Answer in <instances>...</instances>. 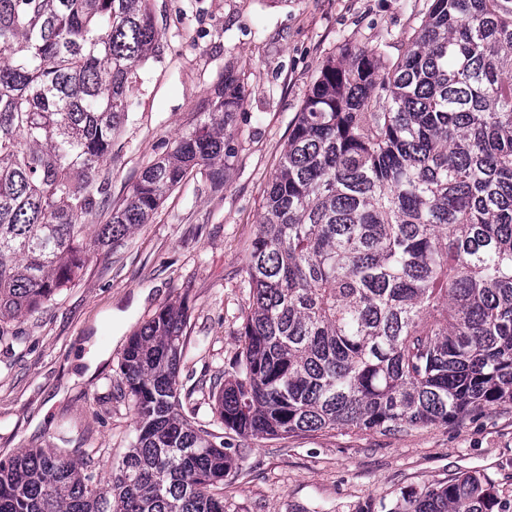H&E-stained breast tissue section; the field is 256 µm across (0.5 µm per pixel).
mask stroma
<instances>
[{
	"instance_id": "1",
	"label": "stroma",
	"mask_w": 512,
	"mask_h": 512,
	"mask_svg": "<svg viewBox=\"0 0 512 512\" xmlns=\"http://www.w3.org/2000/svg\"><path fill=\"white\" fill-rule=\"evenodd\" d=\"M428 0H150L160 45L138 70L130 119L104 169L111 205L142 171L204 119L225 68L237 70L245 104L237 154L214 187L194 172L148 224L87 263L56 304L27 314L0 344V457L59 448L63 437L104 449L107 475L134 435L119 364L128 339L162 305L186 299L178 381L183 412L237 455L224 480V512H381L402 493L481 472L512 505V405L463 422L381 434L339 428L288 438L224 431L210 382L229 376L249 305L245 264L263 191L288 145L318 69L344 41L396 61Z\"/></svg>"
}]
</instances>
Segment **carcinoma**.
<instances>
[{"label":"carcinoma","mask_w":512,"mask_h":512,"mask_svg":"<svg viewBox=\"0 0 512 512\" xmlns=\"http://www.w3.org/2000/svg\"><path fill=\"white\" fill-rule=\"evenodd\" d=\"M149 0H0V341L195 169L235 158L241 76L148 166L109 221L103 164L158 45ZM234 374L210 385L240 437L383 434L512 403V0H429L401 59L344 44L294 122L248 248ZM187 306L132 336L135 434L106 483L61 448L0 458V512H224V441L180 411ZM382 512H505L464 473Z\"/></svg>","instance_id":"cac0c4a2"}]
</instances>
